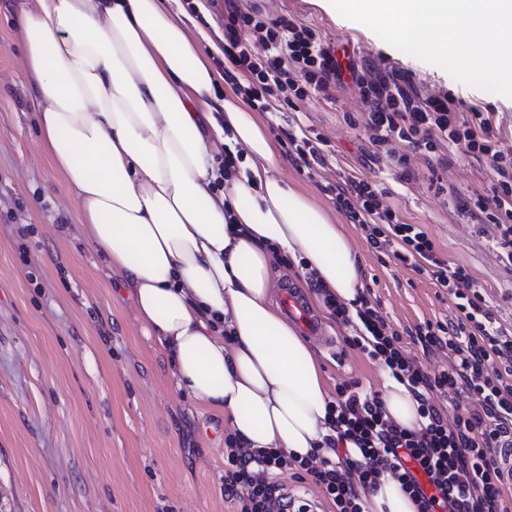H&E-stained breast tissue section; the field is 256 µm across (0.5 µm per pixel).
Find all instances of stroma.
Listing matches in <instances>:
<instances>
[{"mask_svg": "<svg viewBox=\"0 0 512 512\" xmlns=\"http://www.w3.org/2000/svg\"><path fill=\"white\" fill-rule=\"evenodd\" d=\"M31 0H0V507L5 512H235L224 498L223 413L178 389L163 353L144 334L133 302L100 266L78 225L77 204L43 148L38 105L24 67L21 15ZM242 10L311 27L370 71L395 69L426 96L452 94L459 111L485 112L512 149V98L470 87L406 54L326 0H235ZM216 42L225 0H177ZM368 110L351 78L281 114L258 113L280 157L279 173L344 225L361 258L363 292L405 352L434 371L448 359L424 354L414 326L454 319L455 300L412 268L394 264L348 223L329 190L340 178L374 182L401 221L421 225L444 258L463 265L497 320L512 326V266L499 260L488 224L462 202L492 193L486 159L447 148L394 165L363 126ZM326 140L324 165L308 171L288 154L289 121ZM334 342H311L328 388L383 394L385 368L346 342L347 330L316 308Z\"/></svg>", "mask_w": 512, "mask_h": 512, "instance_id": "obj_1", "label": "stroma"}]
</instances>
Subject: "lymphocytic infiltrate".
<instances>
[{"mask_svg": "<svg viewBox=\"0 0 512 512\" xmlns=\"http://www.w3.org/2000/svg\"><path fill=\"white\" fill-rule=\"evenodd\" d=\"M256 44L262 54L253 53ZM224 59L225 79L235 82L238 94L258 111H269L273 97L301 99L348 74L370 104L364 126L375 146L396 138L430 153L448 144L487 157L495 174L493 194L477 196L471 216L480 224L493 223L500 258L512 264V152L500 149L483 112L475 109L460 117L453 99L421 96L408 76L395 70L371 78L355 68L343 73L333 48L312 28L284 17L265 20L232 6L224 24ZM241 72L248 75L247 83H238ZM333 192L337 208L360 225L371 248L391 252L455 298L456 323L427 321L416 328L423 350L447 352L451 367L433 373L412 362L369 300L352 312L326 298L332 316L351 331L348 344L367 352L396 381L407 383L419 401L423 427L401 429L387 418L379 397L337 386L328 409L336 435L326 443L332 449L354 443L360 458L298 460L281 450L241 447L230 437L224 451L225 499L235 503L236 512H275L287 491L282 476L297 466L312 475L335 512H362L359 488H375L386 474L412 498L418 512H512L496 459L497 449L512 434V379L486 366L493 356L512 358V329L486 309L467 269L443 258L420 225L402 222L384 206L372 181L350 178ZM441 390L470 395L481 412L458 414L446 423L431 399Z\"/></svg>", "mask_w": 512, "mask_h": 512, "instance_id": "obj_1", "label": "lymphocytic infiltrate"}]
</instances>
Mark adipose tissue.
Wrapping results in <instances>:
<instances>
[{
    "label": "adipose tissue",
    "instance_id": "1",
    "mask_svg": "<svg viewBox=\"0 0 512 512\" xmlns=\"http://www.w3.org/2000/svg\"><path fill=\"white\" fill-rule=\"evenodd\" d=\"M43 146L74 194L85 239L118 274L178 388L223 412L243 447L329 455L321 366L272 300L288 254L348 308L361 260L328 211L276 173V150L221 79L172 0H33L22 14ZM239 147L221 178L217 145ZM400 428L424 424L405 384L382 396ZM362 512H417L393 478Z\"/></svg>",
    "mask_w": 512,
    "mask_h": 512
}]
</instances>
